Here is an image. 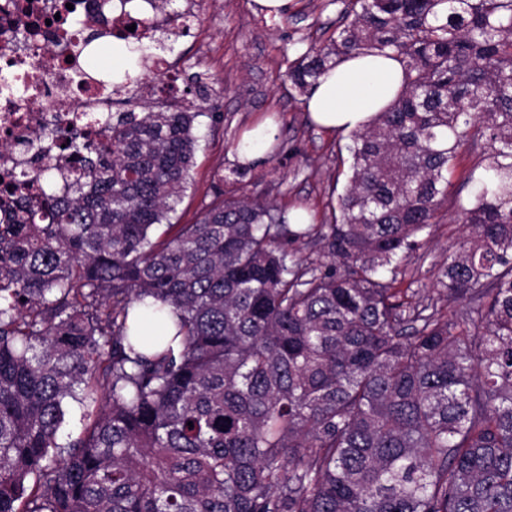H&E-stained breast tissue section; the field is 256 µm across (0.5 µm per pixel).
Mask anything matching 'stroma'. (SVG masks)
I'll use <instances>...</instances> for the list:
<instances>
[{"label":"stroma","instance_id":"stroma-1","mask_svg":"<svg viewBox=\"0 0 512 512\" xmlns=\"http://www.w3.org/2000/svg\"><path fill=\"white\" fill-rule=\"evenodd\" d=\"M348 2L292 0L283 17L259 11L254 0H199L190 33L171 39L167 59L180 78L204 74L205 95L215 115L198 120L192 183L174 223H194L202 202L219 185L289 211L304 210L311 223H333L332 207L343 191L336 176L350 161L351 138L312 123L287 73L311 44L335 38ZM266 117L273 119L286 149L267 155L243 182H235V143L246 128ZM477 155L471 146L460 149L442 217L421 232L424 246L403 262L397 287L433 293L438 269L461 234L455 215L470 196L467 176Z\"/></svg>","mask_w":512,"mask_h":512}]
</instances>
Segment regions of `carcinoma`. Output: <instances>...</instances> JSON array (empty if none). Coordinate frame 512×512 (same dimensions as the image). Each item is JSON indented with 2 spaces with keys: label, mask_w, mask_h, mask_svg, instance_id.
I'll list each match as a JSON object with an SVG mask.
<instances>
[{
  "label": "carcinoma",
  "mask_w": 512,
  "mask_h": 512,
  "mask_svg": "<svg viewBox=\"0 0 512 512\" xmlns=\"http://www.w3.org/2000/svg\"><path fill=\"white\" fill-rule=\"evenodd\" d=\"M81 2L48 16L74 85L102 39L139 53L112 92L139 83L168 29L104 39ZM174 2L94 0L132 21ZM12 5L7 29L36 48L40 21L11 26ZM342 20L289 69L295 91L388 50L405 80L352 132L333 224L222 190L171 223L206 111L189 88L27 145L0 188V512H512V0H350ZM480 141L438 273L472 307L414 302L400 266ZM305 238L326 264L297 258ZM73 401L93 410L62 444Z\"/></svg>",
  "instance_id": "obj_1"
}]
</instances>
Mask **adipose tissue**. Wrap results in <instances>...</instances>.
Masks as SVG:
<instances>
[{
    "instance_id": "ef3b65f1",
    "label": "adipose tissue",
    "mask_w": 512,
    "mask_h": 512,
    "mask_svg": "<svg viewBox=\"0 0 512 512\" xmlns=\"http://www.w3.org/2000/svg\"><path fill=\"white\" fill-rule=\"evenodd\" d=\"M404 70L391 57H349L321 75L306 96L307 109L320 126L349 133L368 124L401 91Z\"/></svg>"
}]
</instances>
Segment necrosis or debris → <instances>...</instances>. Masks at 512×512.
<instances>
[{
    "label": "necrosis or debris",
    "mask_w": 512,
    "mask_h": 512,
    "mask_svg": "<svg viewBox=\"0 0 512 512\" xmlns=\"http://www.w3.org/2000/svg\"><path fill=\"white\" fill-rule=\"evenodd\" d=\"M39 44V50L33 52L0 33V57L21 60L29 78L40 87L39 95L33 99L0 98V143H9L8 148L0 146V173L25 161L22 141L36 140L48 124L66 116L76 105H83L89 112L111 109L110 98L95 85H88L81 96H74L71 75L58 61L50 27L41 28Z\"/></svg>",
    "instance_id": "1"
}]
</instances>
